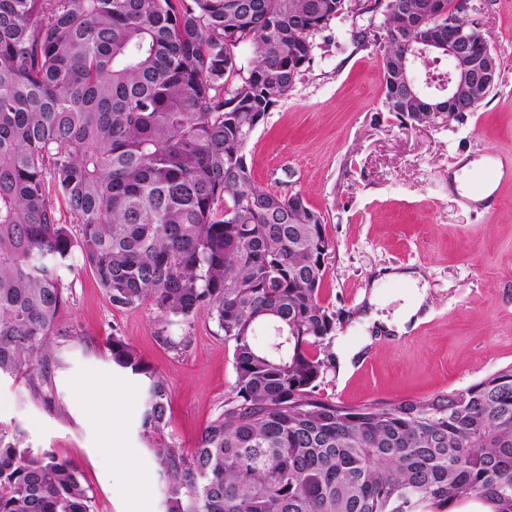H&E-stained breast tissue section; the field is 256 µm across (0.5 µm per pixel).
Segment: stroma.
Here are the masks:
<instances>
[{
	"label": "stroma",
	"instance_id": "stroma-1",
	"mask_svg": "<svg viewBox=\"0 0 512 512\" xmlns=\"http://www.w3.org/2000/svg\"><path fill=\"white\" fill-rule=\"evenodd\" d=\"M469 4L468 19L500 61L495 88L474 111L430 123L387 111L379 43L352 42L349 22L335 20L315 36L313 62L247 149L259 186L302 193L324 217L321 299L339 320L329 347L336 366L321 388L347 405L420 401L512 364V183L493 209L448 193V169L459 160L480 166L490 152H512V0ZM393 268L420 271L427 295L406 333L379 335L364 318L373 283ZM60 274L67 302L57 325L67 338L57 405L30 397L23 379L1 378L0 425L33 451L70 460L95 512H164L161 477L139 434L142 382L113 367L105 341L124 337L167 379L169 433L185 449L233 389V345L206 314L170 324L147 304L114 306L87 268ZM168 336L191 342L175 351ZM106 394L121 407L111 429L100 412Z\"/></svg>",
	"mask_w": 512,
	"mask_h": 512
}]
</instances>
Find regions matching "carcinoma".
Wrapping results in <instances>:
<instances>
[{
  "label": "carcinoma",
  "instance_id": "obj_1",
  "mask_svg": "<svg viewBox=\"0 0 512 512\" xmlns=\"http://www.w3.org/2000/svg\"><path fill=\"white\" fill-rule=\"evenodd\" d=\"M347 18L354 43L384 31V106L413 121L448 111L409 93L420 43L451 21L490 52L430 0H0V376L51 401L60 269L78 260L112 304L204 313L233 343L232 393L186 450L168 436V381L106 342L145 378L164 512H512L511 364L423 401L321 392L336 331L324 218L256 185L246 151L314 35ZM0 512H93V496L74 464L0 425Z\"/></svg>",
  "mask_w": 512,
  "mask_h": 512
}]
</instances>
